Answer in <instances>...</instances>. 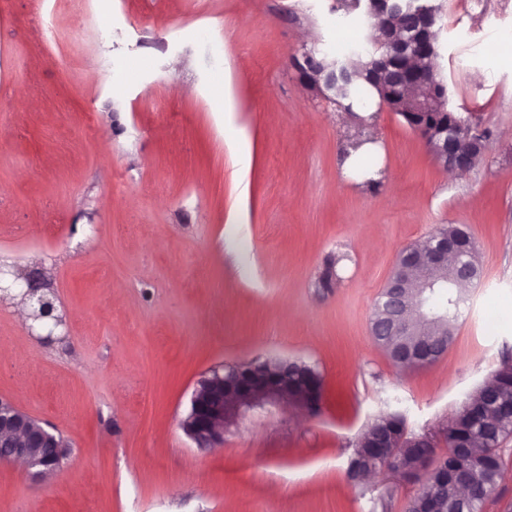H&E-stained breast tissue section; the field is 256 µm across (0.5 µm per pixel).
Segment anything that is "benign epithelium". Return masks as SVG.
<instances>
[{
  "mask_svg": "<svg viewBox=\"0 0 512 512\" xmlns=\"http://www.w3.org/2000/svg\"><path fill=\"white\" fill-rule=\"evenodd\" d=\"M366 13L369 22L382 33V43L389 53L374 59V66L367 78L382 95V102L392 112H409L420 115L445 108L448 101L440 95L437 84L430 78L438 69V49L430 39L429 12L409 10L407 0H368ZM405 18L400 25L390 23L392 17ZM306 88L323 98L330 97L336 88V79L350 82L354 75L334 70H306L300 75ZM410 128L423 140L427 150L443 167L468 171L484 155L486 139L476 129L470 135V145L461 141L458 126L454 123L427 127L412 124ZM460 252L458 242L437 232L427 239L425 252L410 249L398 272L387 283L391 289L392 306L389 315V335L400 336L419 324L428 323L418 307L405 302V289L412 286L421 290L428 285L415 264L424 258L429 268H439L448 263V253ZM14 285L26 283L21 301L29 310L31 329L51 336L62 325L55 315L54 299L39 293L32 275L11 271ZM288 366V360L271 357L251 359L232 364H222L208 370L196 383L190 407L181 426L188 439L197 448L216 449L224 445V434L243 418L270 409L286 410L293 404L315 414L321 401H295L288 397V379L269 375L265 366L271 361ZM60 434L51 427L21 411L11 401L0 398V461H16L24 466L25 473L33 480L44 482L55 478L62 470L67 448L59 440Z\"/></svg>",
  "mask_w": 512,
  "mask_h": 512,
  "instance_id": "1",
  "label": "benign epithelium"
}]
</instances>
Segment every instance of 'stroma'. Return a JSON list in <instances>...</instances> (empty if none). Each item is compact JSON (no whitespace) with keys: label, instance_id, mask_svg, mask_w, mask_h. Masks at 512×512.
<instances>
[{"label":"stroma","instance_id":"1","mask_svg":"<svg viewBox=\"0 0 512 512\" xmlns=\"http://www.w3.org/2000/svg\"><path fill=\"white\" fill-rule=\"evenodd\" d=\"M436 2L449 107L489 130L484 156L448 174L381 104L372 186L343 173L356 125L291 64L362 41L336 0H90L79 22L69 0H0V257L63 319L46 341L0 302V398L69 447L49 482L0 462V512H407L414 484L348 480L360 432L395 408L436 432L512 357V0ZM448 224L476 240L481 285L446 354L403 371L374 302ZM257 356L315 365L320 413L196 448V382Z\"/></svg>","mask_w":512,"mask_h":512}]
</instances>
